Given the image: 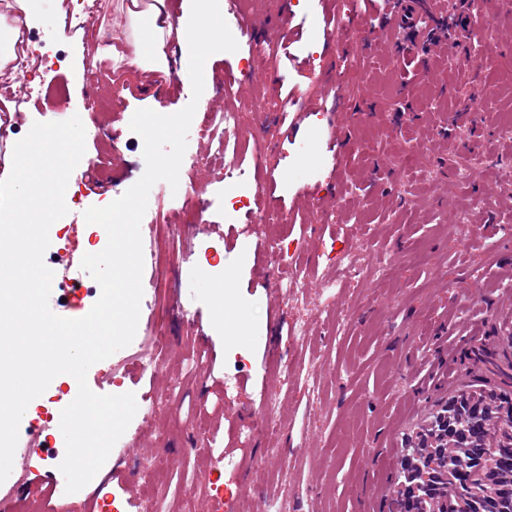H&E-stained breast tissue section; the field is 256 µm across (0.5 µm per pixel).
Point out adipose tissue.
<instances>
[{"label": "adipose tissue", "instance_id": "adipose-tissue-1", "mask_svg": "<svg viewBox=\"0 0 512 512\" xmlns=\"http://www.w3.org/2000/svg\"><path fill=\"white\" fill-rule=\"evenodd\" d=\"M210 0H184L183 13L178 21H171L166 11L165 0H153L146 10L135 15L138 25L147 26L153 37L152 53L135 50L129 59V66L147 70L164 65L163 49L168 40H176L185 49L189 61H197L211 49L210 40L196 33L199 15L208 7Z\"/></svg>", "mask_w": 512, "mask_h": 512}]
</instances>
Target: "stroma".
<instances>
[{"label":"stroma","mask_w":512,"mask_h":512,"mask_svg":"<svg viewBox=\"0 0 512 512\" xmlns=\"http://www.w3.org/2000/svg\"><path fill=\"white\" fill-rule=\"evenodd\" d=\"M63 0H40L28 26L39 41L62 49L66 62L48 73L29 111L16 123L60 122L79 114L89 130L86 158L95 171L75 170L84 204L100 205L108 177L127 190L143 174V146L129 129L134 112L173 114L192 97L190 78L124 67L117 82L91 86L87 68L119 40L132 43L128 0H101L99 18L63 32ZM280 0H259L248 17L260 40L279 55L252 58L246 43L205 64L199 106L231 109L257 88L280 79L296 98L287 125L273 113L251 122L248 137L264 135L273 149L220 163L206 141L188 137L186 153L199 165L183 169L177 192L150 197L144 224H156L162 264L145 261L143 297L132 343L95 367L103 394L155 396L150 417L135 415L124 439L125 461L108 458L78 492H50L41 461L25 482L55 512H100L114 498L120 512H208L213 488H224V512H391L408 438L461 392H512V302L500 295L512 271V0H487L492 35L482 55L469 42L476 31L464 0H447L456 47L448 57L407 46L406 62L372 51L354 82H344L350 38L383 32L372 13H349L348 0H306L280 20ZM445 82L433 86V71ZM235 77L232 90L223 81ZM66 105H58L56 89ZM110 98L105 112L88 108L90 94ZM348 98L345 108L336 101ZM476 178L466 179L464 169ZM258 194L269 219L231 210L228 191ZM204 205L202 223L171 226L184 201ZM478 202L466 242L444 229L460 206ZM67 240L51 238L54 266L89 251L91 231L81 212L63 218ZM291 241L285 260L269 242ZM215 247L224 268L201 278L191 254ZM354 249L361 270L342 276L336 256ZM296 270L298 294H271L275 264ZM479 277L482 296L470 293ZM185 309L177 311L174 302ZM302 320L303 338L288 334ZM163 334L159 370L139 372L151 338ZM295 366H287L288 358ZM277 391V434H249L248 410ZM167 454L164 473L154 470ZM131 474L113 478L114 465Z\"/></svg>","instance_id":"1"}]
</instances>
